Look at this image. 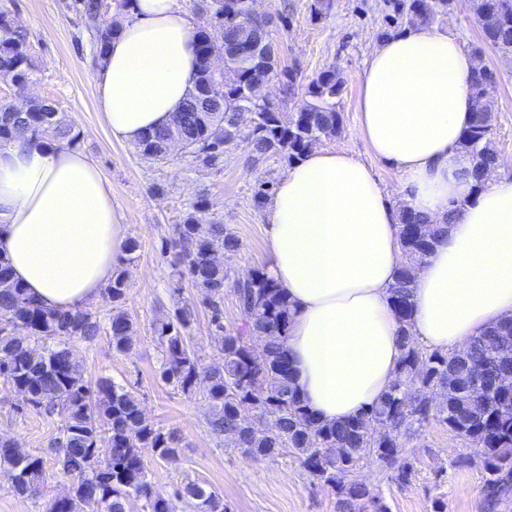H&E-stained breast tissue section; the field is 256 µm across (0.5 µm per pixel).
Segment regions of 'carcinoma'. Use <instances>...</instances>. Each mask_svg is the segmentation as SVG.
Listing matches in <instances>:
<instances>
[{"instance_id": "carcinoma-1", "label": "carcinoma", "mask_w": 512, "mask_h": 512, "mask_svg": "<svg viewBox=\"0 0 512 512\" xmlns=\"http://www.w3.org/2000/svg\"><path fill=\"white\" fill-rule=\"evenodd\" d=\"M94 30L98 54H103L121 22L104 17L101 0H73ZM398 27L430 26L448 12L450 0H386ZM250 0H206V26L197 31L200 68L196 84L206 79L208 61L217 50L224 56V77L212 97L210 111L194 104L191 91L170 124L144 134L139 153L156 163L170 159L171 133H181L186 153L199 165L213 167L246 140L259 159H300L323 138L338 135L342 116L336 99L344 79L332 65L318 72L304 87L297 111L288 123L268 98L270 80L281 81L295 95V73L281 66L272 30L266 24L244 25ZM475 17L492 15L495 28L483 30V42L471 43L474 57L488 45L512 56V0H471ZM38 64L29 33L14 24L8 11H0V75L16 78L14 91L23 92L33 82ZM497 75L474 69L470 77L473 118L460 142L475 180L492 166L497 154L492 128L480 107L495 92ZM249 113L252 123L241 124ZM26 134L33 140L74 146L79 134L58 106L42 98L21 111L0 105V141ZM209 203L198 199L180 224L172 227L166 251L174 252L171 295L180 296L183 276L197 289L199 304L210 313V326L222 359L221 366H203L190 345L186 330L194 311L183 305L155 325L161 348L160 378L184 394L197 392L203 379V396L212 409L208 418L218 438L232 436L246 457L261 460L286 449L308 475L330 486L337 496L338 512H388L368 485L354 477L362 461L375 458L386 464L397 459L401 439L419 427L435 422L475 445L484 472L483 499L487 509L512 498V391L500 381L512 374V363L499 352L512 348V318L473 337L467 348L448 354L430 351L411 336L407 323L417 270L432 247L437 229L420 216L401 214L399 238L406 257L399 270L392 299L401 322L402 367L382 400L359 417L323 424L305 408L291 380V362L284 341L291 317L284 289L261 268L249 279L234 278L213 255L238 252L237 236L217 222H207ZM126 269L118 268L102 297L109 305L107 317L90 309L50 311L29 296L12 278L0 258V378L27 397L24 405L61 417L53 452L57 469L72 478L70 495L50 503L46 512H126L129 498L145 500L146 512H172L169 499L154 491L148 479L144 452L159 459L175 456L180 439L147 418L135 390L101 376L95 385L83 378L80 360L71 343L92 342L104 334L113 349L128 353L136 336L134 323L124 311ZM235 297L243 316L240 328H224V293ZM254 335L266 337L256 348ZM0 475L20 495H34L44 479L43 458L15 439L0 438ZM190 512H226L224 499L207 484L189 481L174 490Z\"/></svg>"}]
</instances>
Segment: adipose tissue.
Listing matches in <instances>:
<instances>
[{"label":"adipose tissue","mask_w":512,"mask_h":512,"mask_svg":"<svg viewBox=\"0 0 512 512\" xmlns=\"http://www.w3.org/2000/svg\"><path fill=\"white\" fill-rule=\"evenodd\" d=\"M195 29L176 0H133L95 73L112 139L135 144L170 122L199 72ZM471 54L444 30L387 36L365 62L360 131L403 181L387 201L342 150L294 162L266 207L270 276L288 293L292 385L323 423L369 412L398 375L391 288L405 261L401 211L442 231L412 290L410 331L428 349H463L512 317V179L468 175ZM112 186L88 154L18 136L0 142V257L42 306L97 301L126 257Z\"/></svg>","instance_id":"1"}]
</instances>
